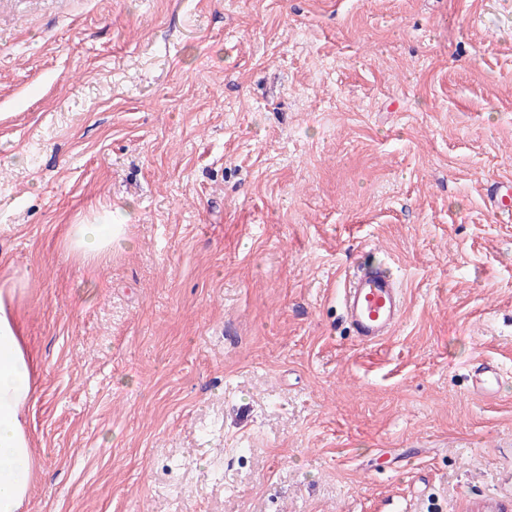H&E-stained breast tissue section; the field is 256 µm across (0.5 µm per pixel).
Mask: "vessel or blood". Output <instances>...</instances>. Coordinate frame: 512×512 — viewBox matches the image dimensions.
<instances>
[{
  "instance_id": "1",
  "label": "vessel or blood",
  "mask_w": 512,
  "mask_h": 512,
  "mask_svg": "<svg viewBox=\"0 0 512 512\" xmlns=\"http://www.w3.org/2000/svg\"><path fill=\"white\" fill-rule=\"evenodd\" d=\"M490 208L498 215L512 218V182L494 181L486 186ZM345 319L353 335L362 343H377L392 335L405 308L399 282L389 268L372 260L357 261L342 290ZM503 371L483 360L474 368L471 392L490 401L496 398Z\"/></svg>"
}]
</instances>
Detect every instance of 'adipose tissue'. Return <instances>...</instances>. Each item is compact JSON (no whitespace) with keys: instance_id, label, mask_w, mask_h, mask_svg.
<instances>
[{"instance_id":"adipose-tissue-1","label":"adipose tissue","mask_w":512,"mask_h":512,"mask_svg":"<svg viewBox=\"0 0 512 512\" xmlns=\"http://www.w3.org/2000/svg\"><path fill=\"white\" fill-rule=\"evenodd\" d=\"M125 240V225L107 215L68 225L63 243L92 277ZM25 284V276L15 271L0 273V512H25L35 466L25 411L35 395L38 363L25 343L20 311Z\"/></svg>"}]
</instances>
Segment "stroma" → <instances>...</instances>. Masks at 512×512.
<instances>
[{"label": "stroma", "mask_w": 512, "mask_h": 512, "mask_svg": "<svg viewBox=\"0 0 512 512\" xmlns=\"http://www.w3.org/2000/svg\"><path fill=\"white\" fill-rule=\"evenodd\" d=\"M493 180L512 0H0L29 512H512ZM107 211L92 281L62 234ZM364 255L406 296L373 344L339 296ZM503 374L502 369L489 360L478 362L474 367L471 381L472 394L486 401L495 399L503 379Z\"/></svg>", "instance_id": "35a3bbf8"}]
</instances>
